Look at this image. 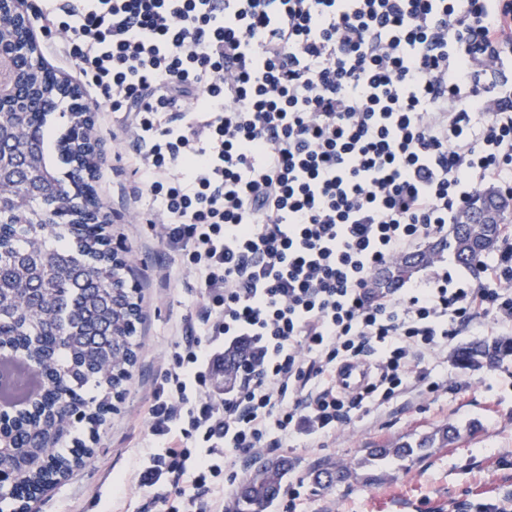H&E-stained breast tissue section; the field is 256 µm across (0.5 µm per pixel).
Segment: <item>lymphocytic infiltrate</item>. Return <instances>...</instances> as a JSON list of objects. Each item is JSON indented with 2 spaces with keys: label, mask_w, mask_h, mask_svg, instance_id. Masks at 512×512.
I'll list each match as a JSON object with an SVG mask.
<instances>
[{
  "label": "lymphocytic infiltrate",
  "mask_w": 512,
  "mask_h": 512,
  "mask_svg": "<svg viewBox=\"0 0 512 512\" xmlns=\"http://www.w3.org/2000/svg\"><path fill=\"white\" fill-rule=\"evenodd\" d=\"M47 27L119 112L163 242L198 286L148 400L137 484L225 512L241 455L319 441L398 401L459 325L512 331V244L485 283L378 271L512 193V0H46ZM257 361L224 395L225 350ZM373 369L360 391L336 368Z\"/></svg>",
  "instance_id": "1"
}]
</instances>
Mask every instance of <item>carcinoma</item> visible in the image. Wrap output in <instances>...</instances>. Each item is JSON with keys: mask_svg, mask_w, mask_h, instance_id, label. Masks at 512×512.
Wrapping results in <instances>:
<instances>
[{"mask_svg": "<svg viewBox=\"0 0 512 512\" xmlns=\"http://www.w3.org/2000/svg\"><path fill=\"white\" fill-rule=\"evenodd\" d=\"M23 80L19 98L0 101V120L12 129L0 145V194L19 200L0 212V351L26 360L47 382L32 407L0 422V477L15 480L13 499L22 512H34L37 495L92 458L93 449L72 437V429L83 424L93 431L112 410L109 396L120 393L136 361L141 308L136 291H112V284L124 283L127 264L112 251L109 225L76 222L88 210L103 209L87 178L96 167L90 142L66 135L52 152L44 112L39 164L29 173L18 167L28 150L31 117L15 111L16 100H69L70 122L77 128L87 124L75 94L57 92L52 78L32 70ZM511 222L504 204L490 224H454L448 249L459 265L475 268L498 250L502 226ZM442 246L439 241L400 256L374 278L373 287L411 279L434 263ZM245 356L240 348L225 352L224 374L235 376V362ZM507 356L512 340L471 346L457 359L470 367ZM89 386L102 398L86 399ZM458 436L447 424L413 442L384 445L374 455L409 457L446 448ZM69 442L73 447H66ZM291 470L285 457L257 460L239 485L231 512H263L284 492Z\"/></svg>", "mask_w": 512, "mask_h": 512, "instance_id": "cac0c4a2", "label": "carcinoma"}]
</instances>
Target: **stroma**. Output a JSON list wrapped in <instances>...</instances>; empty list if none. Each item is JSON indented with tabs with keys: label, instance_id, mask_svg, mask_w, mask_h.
Listing matches in <instances>:
<instances>
[{
	"label": "stroma",
	"instance_id": "1",
	"mask_svg": "<svg viewBox=\"0 0 512 512\" xmlns=\"http://www.w3.org/2000/svg\"><path fill=\"white\" fill-rule=\"evenodd\" d=\"M95 121L104 154L96 186L108 209L122 217L113 224L112 237L132 260L128 281L142 298L140 351L105 423L81 434L94 450L91 461L43 494L37 512H143L146 498L133 474L147 439L144 399L196 297L182 257L163 249L159 224L149 223L148 201L132 199L138 182L133 149L116 115L99 111ZM160 263L171 274L166 287L159 282ZM486 339L477 323H470L459 328L447 355L428 356L421 363L432 381L442 385L464 379L467 388L413 394L407 402L355 420L320 448L307 447L301 439L289 441L281 451L295 464L287 485L299 488L301 497L293 503L281 495L267 512H477V503L488 498L512 507V356L490 367L465 368L456 361L462 348ZM447 423L460 431L448 447L405 461L369 455L371 448L413 441ZM474 424L479 430L473 434L469 428ZM326 466L348 469L349 476L330 485L316 482L313 472Z\"/></svg>",
	"mask_w": 512,
	"mask_h": 512
}]
</instances>
